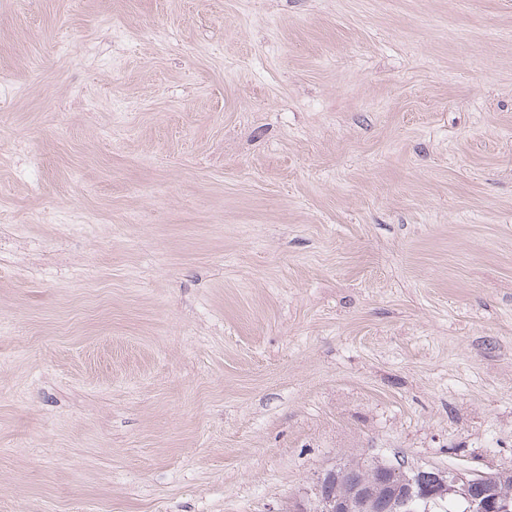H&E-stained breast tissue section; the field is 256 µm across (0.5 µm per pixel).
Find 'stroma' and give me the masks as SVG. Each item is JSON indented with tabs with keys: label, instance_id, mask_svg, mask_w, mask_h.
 <instances>
[{
	"label": "stroma",
	"instance_id": "obj_1",
	"mask_svg": "<svg viewBox=\"0 0 512 512\" xmlns=\"http://www.w3.org/2000/svg\"><path fill=\"white\" fill-rule=\"evenodd\" d=\"M512 466V0H0V512H287Z\"/></svg>",
	"mask_w": 512,
	"mask_h": 512
}]
</instances>
